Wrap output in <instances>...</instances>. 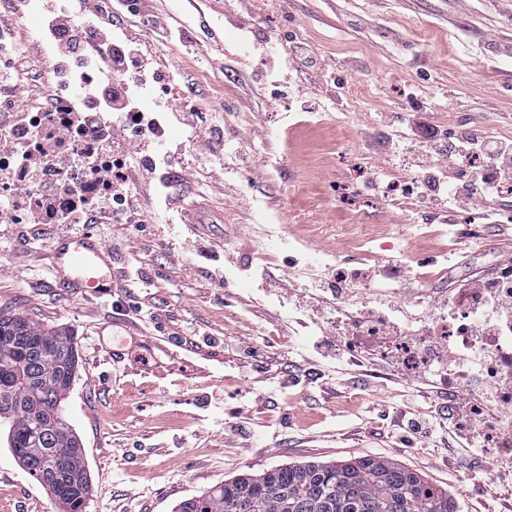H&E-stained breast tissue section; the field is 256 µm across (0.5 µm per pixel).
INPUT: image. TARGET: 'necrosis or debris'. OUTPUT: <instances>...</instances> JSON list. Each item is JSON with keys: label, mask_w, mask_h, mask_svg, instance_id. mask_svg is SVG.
<instances>
[{"label": "necrosis or debris", "mask_w": 512, "mask_h": 512, "mask_svg": "<svg viewBox=\"0 0 512 512\" xmlns=\"http://www.w3.org/2000/svg\"><path fill=\"white\" fill-rule=\"evenodd\" d=\"M96 81L93 72H84L72 78L69 87H61L58 77H51L53 104L49 111L35 110L34 119L45 115L60 117L68 112L85 109L91 103ZM332 275L341 289L333 304L336 314V333L343 336V346L350 351L365 352L371 359L396 354L405 375L431 368L434 354L430 341L455 344L462 358H469L479 351L489 352L490 358L479 372L451 369L442 380L448 391L472 389L475 397L463 420L464 426L477 427L484 434L481 451L491 464L501 459H512V426L496 422V412L503 403L512 404V387H499L503 374L512 375V323L501 325L487 316L482 299L465 289H457L454 306L450 313L436 315L421 322L420 326L407 327L396 334H389V316L376 308L373 315H365L362 309L349 306L346 290H354L365 302L375 304L382 295L381 288L365 265L350 266L338 257L328 263L308 262L301 267L302 276L314 277L317 271Z\"/></svg>", "instance_id": "obj_1"}]
</instances>
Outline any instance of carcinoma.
Masks as SVG:
<instances>
[{"mask_svg":"<svg viewBox=\"0 0 512 512\" xmlns=\"http://www.w3.org/2000/svg\"><path fill=\"white\" fill-rule=\"evenodd\" d=\"M36 340L21 346L0 374L14 386L0 400V433L13 455L51 495L55 512H84L89 492L83 448L72 429L36 433L30 415L64 412L78 366L76 345L62 330L24 321ZM178 512H455L448 491L381 456L310 462L240 475L183 500Z\"/></svg>","mask_w":512,"mask_h":512,"instance_id":"cac0c4a2","label":"carcinoma"}]
</instances>
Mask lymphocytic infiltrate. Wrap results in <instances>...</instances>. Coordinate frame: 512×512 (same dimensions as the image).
Listing matches in <instances>:
<instances>
[{"mask_svg": "<svg viewBox=\"0 0 512 512\" xmlns=\"http://www.w3.org/2000/svg\"><path fill=\"white\" fill-rule=\"evenodd\" d=\"M48 31L56 49L76 68L92 67L106 74L96 89L95 109L75 112L56 128L39 131L33 144L16 135L30 118L22 112L0 116V183L11 192L0 198L1 224H35L38 239L45 227H63L77 233L93 224L140 223L145 209L139 181L155 183L165 206H173L172 162L156 160L162 149L153 134L161 113L171 111L164 73L151 66L135 42L112 36L106 19L77 22L71 10L52 5ZM425 153L441 166L466 167L471 158L482 160L478 185L438 188L430 185V199L454 211L486 214L489 202L500 200L501 187L512 175V146L470 134L437 147L432 134L422 142ZM85 170L102 196L78 193L67 208L58 207L47 180H64Z\"/></svg>", "mask_w": 512, "mask_h": 512, "instance_id": "obj_1", "label": "lymphocytic infiltrate"}]
</instances>
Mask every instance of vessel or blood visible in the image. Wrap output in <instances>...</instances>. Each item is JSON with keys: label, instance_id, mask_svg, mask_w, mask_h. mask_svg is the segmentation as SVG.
Returning a JSON list of instances; mask_svg holds the SVG:
<instances>
[{"label": "vessel or blood", "instance_id": "1", "mask_svg": "<svg viewBox=\"0 0 512 512\" xmlns=\"http://www.w3.org/2000/svg\"><path fill=\"white\" fill-rule=\"evenodd\" d=\"M55 287L82 297L111 294L120 282L112 273L113 254L93 233L58 235L50 245Z\"/></svg>", "mask_w": 512, "mask_h": 512}]
</instances>
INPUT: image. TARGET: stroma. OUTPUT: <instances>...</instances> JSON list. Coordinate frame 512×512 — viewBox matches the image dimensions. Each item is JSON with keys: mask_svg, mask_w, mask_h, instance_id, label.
Here are the masks:
<instances>
[{"mask_svg": "<svg viewBox=\"0 0 512 512\" xmlns=\"http://www.w3.org/2000/svg\"><path fill=\"white\" fill-rule=\"evenodd\" d=\"M181 30L161 40L124 16L114 37H135L154 66L176 72L170 98H191L210 126L188 139L173 124L169 154L191 164L219 137L224 182L183 192L194 221L147 198V221L123 232L114 271L126 286L93 299L51 285L47 253L24 243L30 224H0V315L72 336L78 367L67 420L85 451V512H175L243 474L277 466L384 456L447 489L457 512L512 504V480L487 477L480 450L449 447L442 399L423 374L355 362L336 348L323 312L325 277L304 283L279 252L255 260V224H284L312 255L370 253L375 281L393 289L392 321L426 288L427 264L458 277L512 258V231L458 225L404 197L431 174L459 172L414 159L423 127L512 143V11L505 0H152ZM317 224H371V249ZM193 323L198 335L182 330ZM121 358H111V349ZM431 416L436 438L413 445L396 421ZM0 512H55L47 491L0 442Z\"/></svg>", "mask_w": 512, "mask_h": 512, "instance_id": "obj_1", "label": "stroma"}]
</instances>
